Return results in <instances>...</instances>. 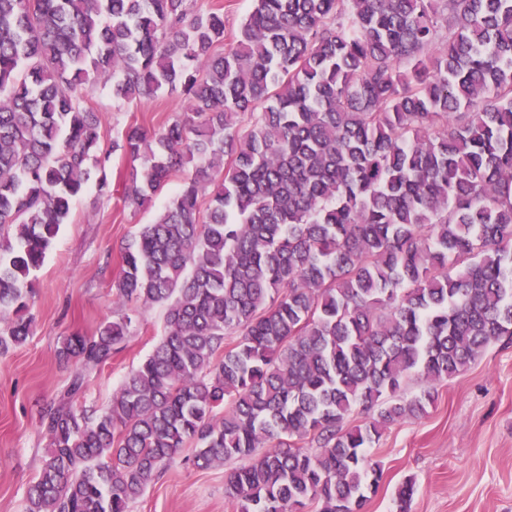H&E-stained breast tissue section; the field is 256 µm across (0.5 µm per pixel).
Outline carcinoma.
Instances as JSON below:
<instances>
[{"label":"carcinoma","instance_id":"carcinoma-1","mask_svg":"<svg viewBox=\"0 0 512 512\" xmlns=\"http://www.w3.org/2000/svg\"><path fill=\"white\" fill-rule=\"evenodd\" d=\"M101 74L119 104L188 107L106 146ZM117 150L145 158L132 206L181 178L115 282L121 308L165 306L164 332L95 417L78 402L132 317L63 341L78 367L25 512H129L188 444L197 466L248 460L225 477L238 512H362L367 449L512 339V0H253L229 38L190 0H0V354Z\"/></svg>","mask_w":512,"mask_h":512}]
</instances>
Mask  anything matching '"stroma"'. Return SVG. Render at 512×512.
I'll use <instances>...</instances> for the list:
<instances>
[{
	"mask_svg": "<svg viewBox=\"0 0 512 512\" xmlns=\"http://www.w3.org/2000/svg\"><path fill=\"white\" fill-rule=\"evenodd\" d=\"M91 104L110 140L135 123L159 128L184 110L183 98L166 92L117 106L105 81ZM130 166L114 154L107 170L111 195H99L91 183L74 200L33 274L32 334L0 355V512H24L27 488L42 465L48 439L40 419L76 369L58 357L62 339L93 335L112 319L121 247L173 194L165 189L146 209L125 204L122 175ZM164 314L160 305L134 312L126 349L90 374L83 408L100 411L111 403L161 338ZM192 453L183 448L131 503V512H233L224 496L227 465L194 467ZM370 453L381 462L384 479L366 512H397V491L408 479L415 483L408 512H512V341L491 344L467 371L438 384L427 414L391 425Z\"/></svg>",
	"mask_w": 512,
	"mask_h": 512,
	"instance_id": "obj_1",
	"label": "stroma"
}]
</instances>
